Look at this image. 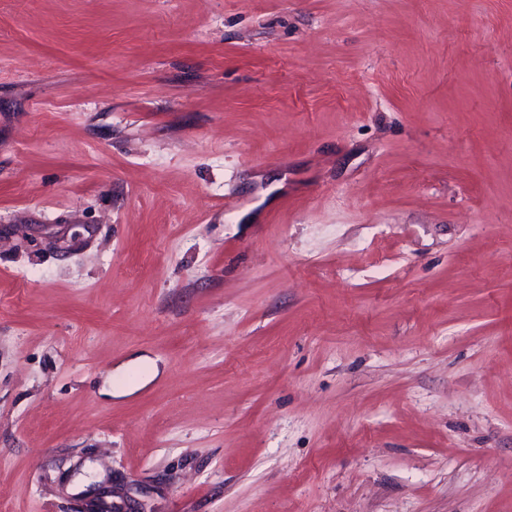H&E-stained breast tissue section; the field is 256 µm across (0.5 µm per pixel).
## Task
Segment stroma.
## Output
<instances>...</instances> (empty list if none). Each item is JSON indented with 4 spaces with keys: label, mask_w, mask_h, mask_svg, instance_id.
<instances>
[{
    "label": "stroma",
    "mask_w": 512,
    "mask_h": 512,
    "mask_svg": "<svg viewBox=\"0 0 512 512\" xmlns=\"http://www.w3.org/2000/svg\"><path fill=\"white\" fill-rule=\"evenodd\" d=\"M512 512V0H0V512Z\"/></svg>",
    "instance_id": "obj_1"
}]
</instances>
